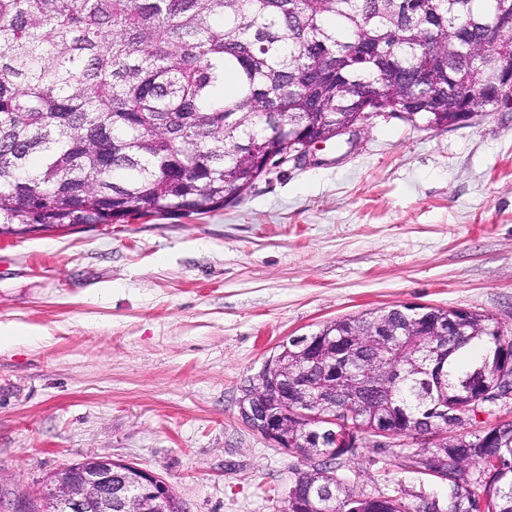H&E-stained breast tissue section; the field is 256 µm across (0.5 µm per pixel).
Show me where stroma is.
<instances>
[{"mask_svg": "<svg viewBox=\"0 0 512 512\" xmlns=\"http://www.w3.org/2000/svg\"><path fill=\"white\" fill-rule=\"evenodd\" d=\"M512 336V105L447 129L373 116L205 215L0 237V507L86 458L166 478L187 512H288L308 461L253 431L241 387L282 341L395 305ZM447 504L363 440L337 470Z\"/></svg>", "mask_w": 512, "mask_h": 512, "instance_id": "obj_1", "label": "stroma"}]
</instances>
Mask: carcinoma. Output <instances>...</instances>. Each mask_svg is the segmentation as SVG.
<instances>
[{
	"mask_svg": "<svg viewBox=\"0 0 512 512\" xmlns=\"http://www.w3.org/2000/svg\"><path fill=\"white\" fill-rule=\"evenodd\" d=\"M0 0V235L40 224H119L132 216L206 214L242 199L300 136L364 120L363 100L413 124L447 128L499 104L512 77V0ZM236 75L233 94L225 73ZM266 153L250 154L256 134ZM272 161H267V157ZM458 318L445 336L403 305L331 321L313 337L361 341L336 377L307 373L336 402V430L360 433L385 420L404 439L426 434L448 409V437L406 456L431 455L448 505L406 502L403 490L366 495L336 474L354 448H304L307 426L288 420V440L319 464L295 473L333 492L335 512H512V421L457 432L472 409V383L512 365V339L493 315L425 309ZM383 319L392 336H374ZM385 357L360 393L351 375ZM352 408L343 413L345 401ZM479 479L462 487L460 463ZM479 486L482 493L472 491Z\"/></svg>",
	"mask_w": 512,
	"mask_h": 512,
	"instance_id": "carcinoma-1",
	"label": "carcinoma"
}]
</instances>
